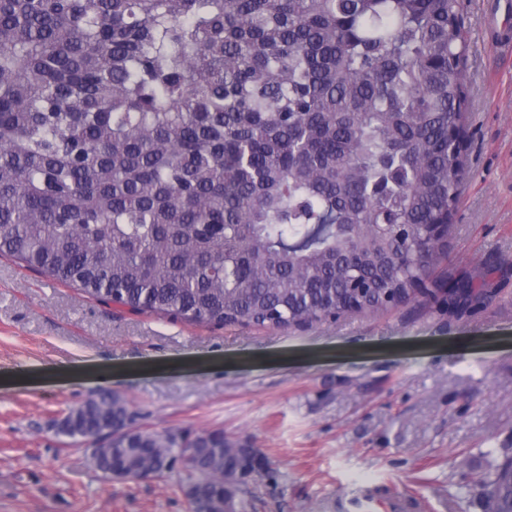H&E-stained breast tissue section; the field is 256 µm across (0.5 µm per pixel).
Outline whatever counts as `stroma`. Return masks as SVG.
Wrapping results in <instances>:
<instances>
[{"instance_id": "obj_1", "label": "stroma", "mask_w": 512, "mask_h": 512, "mask_svg": "<svg viewBox=\"0 0 512 512\" xmlns=\"http://www.w3.org/2000/svg\"><path fill=\"white\" fill-rule=\"evenodd\" d=\"M507 0H463L469 172L445 274L487 275L461 314L409 302L287 330L120 311L0 256V512H188L183 467L107 481L57 421L119 395L140 427L223 429L267 462L239 512H320L358 487L427 512H487L476 476L512 452V25Z\"/></svg>"}]
</instances>
